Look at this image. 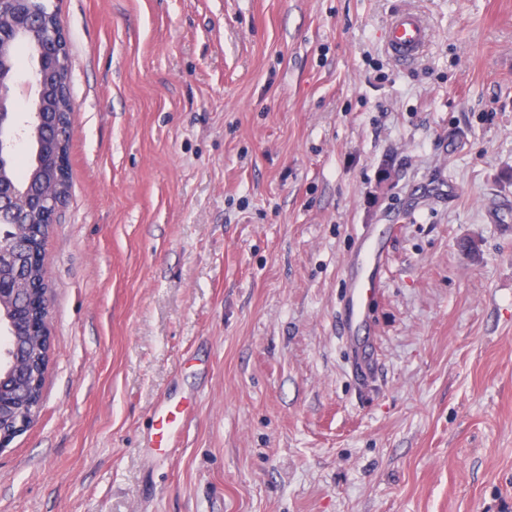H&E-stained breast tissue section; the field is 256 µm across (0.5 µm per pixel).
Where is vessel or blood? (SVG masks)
<instances>
[{
  "instance_id": "obj_1",
  "label": "vessel or blood",
  "mask_w": 512,
  "mask_h": 512,
  "mask_svg": "<svg viewBox=\"0 0 512 512\" xmlns=\"http://www.w3.org/2000/svg\"><path fill=\"white\" fill-rule=\"evenodd\" d=\"M431 39V31L421 16L410 9L398 11L386 32V46L400 65L412 64ZM384 243L374 228H363L360 247L349 259L346 269L348 298L345 322L348 332L365 326L377 282L380 278V258ZM155 443L161 448L173 447L181 438L184 424L174 408L162 409L157 418Z\"/></svg>"
}]
</instances>
